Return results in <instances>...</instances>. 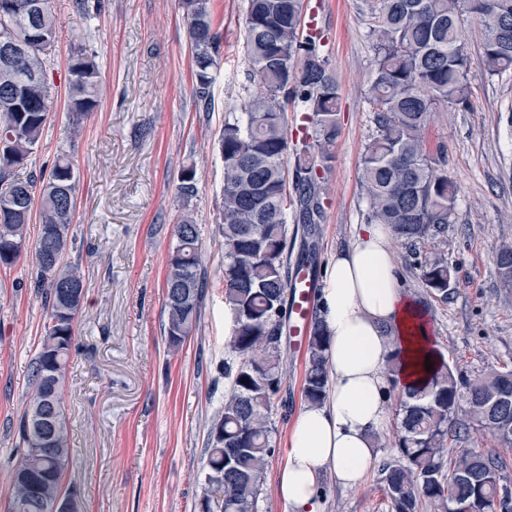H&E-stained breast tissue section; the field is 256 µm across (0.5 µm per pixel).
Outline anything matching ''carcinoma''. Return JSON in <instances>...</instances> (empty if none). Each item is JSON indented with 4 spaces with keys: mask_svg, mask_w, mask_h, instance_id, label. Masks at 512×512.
<instances>
[{
    "mask_svg": "<svg viewBox=\"0 0 512 512\" xmlns=\"http://www.w3.org/2000/svg\"><path fill=\"white\" fill-rule=\"evenodd\" d=\"M244 49L256 90L241 116L226 118L219 138L224 157V303L235 318L224 359L229 395L207 439V492L200 512H256L264 472L274 453L270 407L282 384L281 344L295 267L318 275L317 239L325 217L323 173L334 160L339 134V85L326 43L305 24L304 0H247ZM195 72V96L212 105V71L219 65L220 35L211 0H182ZM368 37L373 52L367 101L375 131L361 161L360 183L371 224H386L421 271L425 287L448 300V262L432 237L447 231L455 215L457 187L442 168L443 148L427 146V123L438 106L467 105L472 65L489 77H512V0H372ZM482 31L478 59L466 47L464 17ZM18 45L20 59L0 58V265L12 266L33 249L29 286L47 311L30 363L31 386L14 423L9 461L8 512H81L80 499L63 489L72 463L71 427L65 412L66 376L78 353L74 323L83 308L85 277L71 232L79 174L69 155L49 173L19 177L47 124L52 104L47 64L56 42L48 0H0V39ZM69 107L78 126L98 105V65L80 54L71 60ZM307 113L311 132L293 150L288 181L285 106ZM196 192L186 168L178 187ZM39 205L40 232L28 246L27 226ZM293 227H288V223ZM165 279L163 333L177 350L199 325L209 282L200 260L197 224L186 216L175 226ZM430 255L418 260L419 246ZM498 275L512 299V240L500 243ZM327 336L313 314L302 395L321 403L329 390ZM400 464L382 468L391 512H499L512 496L506 461L479 449L457 452L448 438L472 431L512 447V369H490L471 381L444 360L433 364L421 386L401 390ZM457 474L453 483L445 473Z\"/></svg>",
    "mask_w": 512,
    "mask_h": 512,
    "instance_id": "obj_1",
    "label": "carcinoma"
}]
</instances>
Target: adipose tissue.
<instances>
[{
	"label": "adipose tissue",
	"instance_id": "adipose-tissue-1",
	"mask_svg": "<svg viewBox=\"0 0 512 512\" xmlns=\"http://www.w3.org/2000/svg\"><path fill=\"white\" fill-rule=\"evenodd\" d=\"M390 239L387 225H360L327 263L319 315L329 392L302 407L289 433L278 491L292 512H316L323 473L358 486L373 465L371 435L389 420L391 394L428 377L424 358L434 341L402 286Z\"/></svg>",
	"mask_w": 512,
	"mask_h": 512
}]
</instances>
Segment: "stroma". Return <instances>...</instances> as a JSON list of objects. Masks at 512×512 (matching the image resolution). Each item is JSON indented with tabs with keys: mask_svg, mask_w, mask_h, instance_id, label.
I'll use <instances>...</instances> for the list:
<instances>
[{
	"mask_svg": "<svg viewBox=\"0 0 512 512\" xmlns=\"http://www.w3.org/2000/svg\"><path fill=\"white\" fill-rule=\"evenodd\" d=\"M324 33L340 86V135L325 172L328 204L318 261L327 264L369 221L359 176L375 126L366 100L373 53L366 0H305ZM221 36L211 109L199 106L181 0H50L57 43L47 68L53 107L23 174L49 170L60 154L80 173L71 230L85 275L75 334L83 351L68 369L65 406L73 462L65 483L82 512H199L208 431L224 404V358L233 323L224 304L222 224L224 120L240 112L252 83L243 48L246 0H211ZM80 53L99 67V104L72 132L68 66ZM465 108L431 113L430 150L444 148L457 185L456 215L439 244L452 274L440 301L393 245L402 282L424 309L437 349L454 373L474 380L512 368V306L500 297L495 249L512 240V80L471 74ZM196 170L198 192H178ZM192 216L210 282L198 328L169 350L162 335L172 229ZM31 257L0 267V462L29 390V364L48 320L26 285ZM282 387L270 420L274 454L257 512H291L278 493L292 422L304 404L306 353L283 348ZM376 447L378 465L345 490L324 478L322 512H389L380 467L399 463L395 425Z\"/></svg>",
	"mask_w": 512,
	"mask_h": 512,
	"instance_id": "obj_1",
	"label": "stroma"
}]
</instances>
